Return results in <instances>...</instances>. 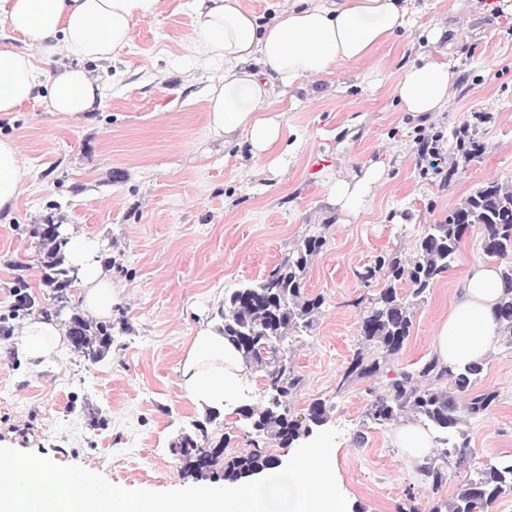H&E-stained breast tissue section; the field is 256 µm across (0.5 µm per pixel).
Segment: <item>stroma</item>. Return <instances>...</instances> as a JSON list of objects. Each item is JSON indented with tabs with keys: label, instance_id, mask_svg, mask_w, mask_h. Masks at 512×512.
Listing matches in <instances>:
<instances>
[{
	"label": "stroma",
	"instance_id": "35a3bbf8",
	"mask_svg": "<svg viewBox=\"0 0 512 512\" xmlns=\"http://www.w3.org/2000/svg\"><path fill=\"white\" fill-rule=\"evenodd\" d=\"M423 20L443 19L448 36L436 50L457 73L445 111L416 116L391 94L426 40L419 28L400 33L370 58L339 65L318 81L280 89L273 102L296 148L278 165L253 158L244 138L214 137L206 123V86L223 63L200 65L191 49L188 0H164L157 15L137 22L130 46L102 64L105 100L92 120L59 119L30 102L0 117V138L14 140L27 172L14 207L0 210V315L10 312L17 265L39 288V246L30 225L53 216L71 236L97 245L118 290L107 318L108 357L85 362L70 347L42 367L8 360L13 337H0V443L60 464H78L127 489L190 486L171 448L194 424L208 428L227 452H246L252 433L239 414L192 405L179 385L178 364L201 324L224 295L282 263L317 225L326 244L304 279L323 296V313L290 356L303 376L288 399L300 418L323 400L327 425L341 429L333 450L336 481L350 512H398L413 490L418 512L448 501L477 470L512 457V346L495 341L478 390H494L491 413L466 430L471 455L432 493L417 459L395 442L397 424L366 427L368 388H383L398 367L434 354L436 328L474 261L483 259V225L466 230L460 254L431 288L413 321L398 366L370 378H347L363 346L365 288L355 270L382 252L410 257L417 239L483 184H512V0H417ZM484 154L449 186L425 174L421 139L447 135L476 113ZM387 177L358 215L327 201V184L365 165ZM363 444H356L357 434Z\"/></svg>",
	"mask_w": 512,
	"mask_h": 512
}]
</instances>
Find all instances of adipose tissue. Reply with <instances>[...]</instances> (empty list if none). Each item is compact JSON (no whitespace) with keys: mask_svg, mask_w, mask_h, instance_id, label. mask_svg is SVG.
<instances>
[{"mask_svg":"<svg viewBox=\"0 0 512 512\" xmlns=\"http://www.w3.org/2000/svg\"><path fill=\"white\" fill-rule=\"evenodd\" d=\"M161 2L0 0V28L11 33L10 41L0 44V113L39 101L64 119L90 116L104 102L103 84L90 64L109 61L129 45L135 23L156 15ZM190 12L193 52L205 62L224 64L223 74L205 90L208 128L228 142L244 137L254 158L262 159L285 145L282 115L271 108L278 88L370 57L412 26L415 7L414 0H291L266 21L242 0H191ZM62 55L76 58V65L55 69ZM455 83L450 62L427 52L395 81L393 95L403 111L426 116L447 107ZM25 177L18 146L0 139V210L12 209ZM384 178V167L372 164L362 175L329 183L327 197L341 212L355 215ZM70 249L85 308L107 316L116 287L94 261V245L75 239ZM501 292L496 267L471 266L462 295L437 328L434 349L442 363L486 358L497 334ZM65 343L56 321L33 317L24 325L19 346L39 366ZM178 371L186 398L198 407L229 414L244 395L243 362L220 323L197 328Z\"/></svg>","mask_w":512,"mask_h":512,"instance_id":"ef3b65f1","label":"adipose tissue"}]
</instances>
